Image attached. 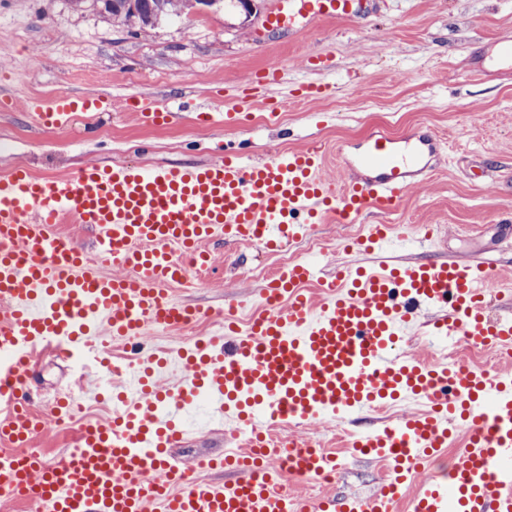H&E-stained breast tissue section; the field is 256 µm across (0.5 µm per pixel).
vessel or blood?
I'll return each instance as SVG.
<instances>
[{"mask_svg": "<svg viewBox=\"0 0 512 512\" xmlns=\"http://www.w3.org/2000/svg\"><path fill=\"white\" fill-rule=\"evenodd\" d=\"M375 2L288 0L264 24L291 30L301 19L367 14ZM26 109L36 127L64 129L78 113L111 111L112 102L61 93L31 98ZM127 109L144 124L171 118L136 97ZM195 118L233 134L246 115L233 108ZM356 150L353 157L337 152L336 180L323 176L316 142L254 161L228 145L200 165L91 161L73 175L39 179L16 163L0 174V441L25 448L44 429L28 380L39 358H21L23 348L62 338L66 356H92L104 338L129 342L151 325L169 330L203 318V310L168 294L187 274L170 245L206 267L208 245L217 239L275 249L309 235L328 215L356 224L371 210L391 214L430 178L438 143L375 131ZM71 222L91 231L115 273L88 265L57 234V225ZM497 278L489 257L380 262L330 279L317 266L294 263L259 291L246 324L228 312L223 335L202 337L189 349L140 352L122 412L109 425L76 428L79 457L2 464L0 485L28 487L26 504L49 512H284L290 499L299 512H398L404 501L409 512H512V378L433 364L405 348L411 336L511 345L512 316L487 312L486 286ZM313 281L315 297L307 290ZM201 395L226 432L254 433L248 445L215 460L237 470L235 480L199 481L194 467L168 456ZM385 400L432 408L357 434L354 447L390 464L370 496H292L255 472L273 420L352 421ZM459 416L475 427L462 437L449 478L424 475L430 458L446 451ZM283 455L295 480L336 465L334 454H313L307 443L291 442Z\"/></svg>", "mask_w": 512, "mask_h": 512, "instance_id": "vessel-or-blood-1", "label": "vessel or blood"}]
</instances>
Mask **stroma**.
<instances>
[{"instance_id":"stroma-1","label":"stroma","mask_w":512,"mask_h":512,"mask_svg":"<svg viewBox=\"0 0 512 512\" xmlns=\"http://www.w3.org/2000/svg\"><path fill=\"white\" fill-rule=\"evenodd\" d=\"M278 0H262L244 19L235 8L215 6L202 14L163 19L152 27L125 30L69 0H0V170L27 162L33 174H73L85 162L190 163L213 157L226 140L223 129L195 122L191 105L222 110L245 96L275 95L279 123L265 121L261 106L238 136L249 158L288 152L312 142L326 150L323 173L335 179L336 150L377 128L401 135L429 131L439 139L434 174L412 188L397 211L373 213L363 224L330 219L311 238L271 252L216 241L214 261L195 287L178 288L176 300L212 312L232 299L253 298L264 282L254 276L275 256L295 253L334 272L365 263L345 251L349 237L369 225H391L405 238L402 254L413 261L444 260L496 248L502 268L492 313L512 308V74L477 76L468 60L490 56L498 42L512 41V0H378L372 13L352 20L327 19L293 34L266 35L263 22ZM276 73L265 85L263 75ZM323 84L327 94L307 101L300 86ZM103 94L112 109L91 125L34 130L23 110L32 96ZM139 95L173 112L161 126L138 123L125 109ZM441 233L423 242L425 227ZM329 243L328 254L311 252L309 241ZM72 379L69 362L47 360L35 370V404L47 408ZM223 429L186 433L171 451L195 461L231 447ZM375 462L343 456L332 488L336 495H365L376 488Z\"/></svg>"}]
</instances>
